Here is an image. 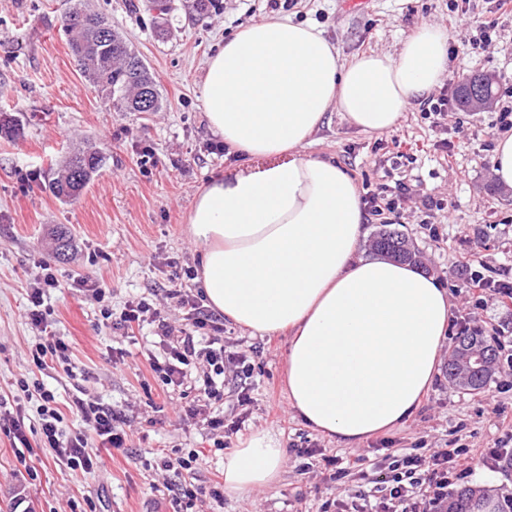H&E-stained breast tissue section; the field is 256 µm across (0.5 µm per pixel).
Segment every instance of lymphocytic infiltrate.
Segmentation results:
<instances>
[{"label": "lymphocytic infiltrate", "mask_w": 512, "mask_h": 512, "mask_svg": "<svg viewBox=\"0 0 512 512\" xmlns=\"http://www.w3.org/2000/svg\"><path fill=\"white\" fill-rule=\"evenodd\" d=\"M60 280L50 266L41 265L28 293V319L39 340L29 350V361L38 370L71 369L70 346L66 340L51 331L49 309L45 306V291L59 288ZM74 288L91 293L100 302V314L112 323L113 329L130 335L153 324L155 334L163 346V355L152 358L150 367L160 381L162 393L177 388L196 391L197 398L186 414L201 419L213 432L237 433L241 420L225 421L218 406L224 401V382L227 374L248 377L250 367L246 356L231 358L224 355L223 315L205 309L195 296L181 294L180 303L186 310V325L176 328L160 316L147 299L126 302L120 315H113L105 303L106 290L99 283L78 279ZM17 385L26 398L39 403V423L28 427L23 407L0 410V431L8 437L13 448L32 450L47 448L55 463L93 476H102L104 467L101 449L123 448L131 438V425L122 411L103 405L89 397L73 396L68 412L56 405L54 391L44 383L18 380ZM73 415L83 423L82 428L69 431L62 423L66 415ZM157 470L171 474L166 489L172 495L175 512H202L205 499L222 502L219 487L203 491L195 486L193 478L201 465L197 450L176 448L155 452ZM471 462L463 450H434L430 458L406 454L394 460L390 472L379 474L370 491L360 492L353 501L331 500L336 512H446L448 489L453 478L467 476Z\"/></svg>", "instance_id": "1"}]
</instances>
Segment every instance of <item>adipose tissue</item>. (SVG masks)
<instances>
[{
    "label": "adipose tissue",
    "instance_id": "adipose-tissue-1",
    "mask_svg": "<svg viewBox=\"0 0 512 512\" xmlns=\"http://www.w3.org/2000/svg\"><path fill=\"white\" fill-rule=\"evenodd\" d=\"M446 27L422 23L392 51L342 60L315 26L272 16L240 27L204 66L209 130L243 158L287 162L211 178L188 235L207 306L254 336L288 332V405L354 448L407 423L432 388L452 318L447 289L411 265L359 254L366 213L353 178L304 147L327 113L394 129L448 69ZM284 451L261 431L224 457V492L277 481Z\"/></svg>",
    "mask_w": 512,
    "mask_h": 512
}]
</instances>
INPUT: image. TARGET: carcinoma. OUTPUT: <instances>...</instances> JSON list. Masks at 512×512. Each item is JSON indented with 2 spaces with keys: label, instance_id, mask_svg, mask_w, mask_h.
I'll list each match as a JSON object with an SVG mask.
<instances>
[{
  "label": "carcinoma",
  "instance_id": "1",
  "mask_svg": "<svg viewBox=\"0 0 512 512\" xmlns=\"http://www.w3.org/2000/svg\"><path fill=\"white\" fill-rule=\"evenodd\" d=\"M69 12L78 22L65 28L69 46L84 79L95 88L106 107L116 112H138L141 88L152 89L149 111L161 109V97L143 60L131 50L119 32L101 14L89 9L84 0H71ZM105 26L112 39L104 44L98 31ZM107 164L106 155L95 145L69 155L59 166L50 184L53 194L62 201L77 199ZM56 254L66 257L72 247L67 227L56 228ZM371 248L380 255L412 264L419 263L418 252L409 247L406 238L382 225L373 236ZM477 351L485 357L486 366L478 371L468 368L467 358ZM497 346L477 331H466L456 337V345L448 357V381L456 387L476 391L489 382L497 363ZM485 497V490L464 487L448 498V512H472V505Z\"/></svg>",
  "mask_w": 512,
  "mask_h": 512
}]
</instances>
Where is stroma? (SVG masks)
<instances>
[{
  "label": "stroma",
  "mask_w": 512,
  "mask_h": 512,
  "mask_svg": "<svg viewBox=\"0 0 512 512\" xmlns=\"http://www.w3.org/2000/svg\"><path fill=\"white\" fill-rule=\"evenodd\" d=\"M127 40L149 68L162 98L157 112L107 110L86 83L61 23L66 0H0V114L16 119L20 133L0 135V398L18 396L17 379L30 373L28 349L35 340L28 320V292L40 263L60 280L98 281L110 293L113 312L127 301L154 296L162 317L180 325L184 311L169 288L198 294L193 273L196 246L186 233L194 196L216 173L260 167L225 150L207 128L201 85L204 61L212 48L239 26L279 13L317 26L336 44L343 59L368 50H395L418 25L448 23V6L468 17L488 11L491 0H370L360 11L341 0H293L271 10L267 0H219L205 14L192 0H170L165 30H158L148 0H89ZM448 67L467 77L496 78V108L461 110L450 103L440 124L413 105L397 127L363 133L341 113H328L324 125L304 148L313 158L341 163L364 191L402 182L406 202L389 214L392 230L409 239L429 271L447 288L454 323L444 340L451 351L458 320L469 318L499 339L498 362L489 385L464 391L440 374L422 407L402 428L345 448L306 427L288 405L282 374L287 336L259 337L232 323L224 325V347L242 353L251 367L250 403L240 405L237 389L224 390L226 418H243L244 427L225 435L230 448L252 434L278 433L285 462L279 482L243 498L225 499L216 512H321L332 498L352 499L368 489L390 459L403 454L429 456L431 449H463L473 459L465 485L512 499V469L483 462L491 448L512 454V307H476L467 291L472 272L512 283V187L491 193V163L500 133L498 109L512 106V15L502 17L489 40L467 21L449 31ZM454 143L455 167L442 160L441 141ZM108 157L99 176L80 197L64 202L49 184L63 160L86 144ZM453 199L454 211L440 201ZM65 225L72 234L67 260L54 252L53 232ZM470 252L472 268L456 263ZM52 330L69 342L74 374H40L56 388L59 408H67L76 389L103 404L124 410L133 434L127 447L103 452L105 478L55 464L40 449L19 462L0 433V512H173L169 497L156 491L162 476L138 454L144 448L202 451L206 462L196 474L210 487L224 471V453L199 421L186 419L192 394L164 397L149 355L159 353L153 337L127 338L105 326L100 306L83 293L52 291ZM318 447L320 455L298 456V447ZM356 464L335 478L334 457Z\"/></svg>",
  "instance_id": "35a3bbf8"
}]
</instances>
